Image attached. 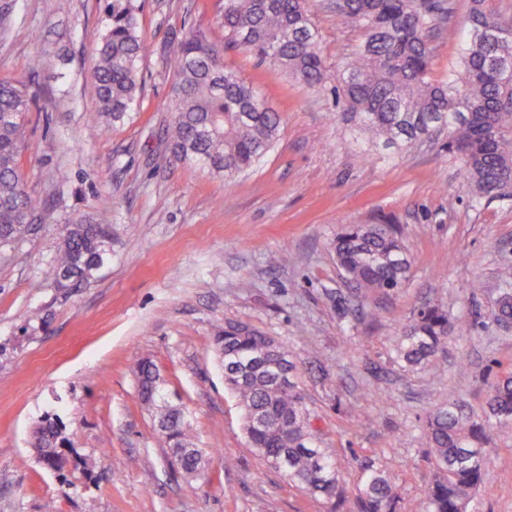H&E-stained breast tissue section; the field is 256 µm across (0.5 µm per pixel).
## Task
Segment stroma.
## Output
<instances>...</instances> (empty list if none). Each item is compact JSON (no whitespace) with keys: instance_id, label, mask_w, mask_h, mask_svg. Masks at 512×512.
<instances>
[{"instance_id":"obj_1","label":"stroma","mask_w":512,"mask_h":512,"mask_svg":"<svg viewBox=\"0 0 512 512\" xmlns=\"http://www.w3.org/2000/svg\"><path fill=\"white\" fill-rule=\"evenodd\" d=\"M0 0V79L26 82L29 148L21 159L42 216L18 244H0V512H357L364 465L386 472L397 512H422L434 470L426 420L454 402L485 407L512 369V326L496 320L499 271L512 266V194L474 199L445 140L406 150L357 140L330 93L312 92L241 51L224 58L282 118L273 147L224 180L171 157L170 78L161 51L172 30L203 27L224 41V0H130L149 46L133 118L91 134L85 92L112 0ZM319 48L336 71L360 41L331 0H310ZM43 67L31 74L29 61ZM112 227V252L83 288L43 282L68 220ZM395 224L410 256L402 288L354 294L330 243L344 224ZM450 330L440 370L408 371L393 345L426 304ZM244 323L284 342L313 424L336 451L341 504L310 502L248 445L224 388L214 337ZM153 361L188 415L209 476L170 466L138 399L136 363ZM59 416L93 476L44 468L33 427ZM469 512H512V442L485 450Z\"/></svg>"}]
</instances>
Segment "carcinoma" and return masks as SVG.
<instances>
[{"label":"carcinoma","instance_id":"carcinoma-1","mask_svg":"<svg viewBox=\"0 0 512 512\" xmlns=\"http://www.w3.org/2000/svg\"><path fill=\"white\" fill-rule=\"evenodd\" d=\"M455 13L443 0H343L336 14L358 30L351 60L336 71V99L355 129L388 144L410 147L448 128V152L459 157L465 186L475 198L494 197L512 175V16L496 0H470L461 43L448 79L430 78L436 47L430 33ZM309 0H224V45L194 28L173 34L162 59L171 74L169 146L177 161H193L231 179L252 167L274 145L281 116L242 74L224 63V51L244 50L278 67L305 86L323 90L326 65ZM147 52L131 7L112 10V26L96 49L88 93L106 124L125 120L137 105L138 62ZM31 98L22 81H0V243L30 231L26 212L36 202L19 160L27 148L23 118ZM112 244L108 224L83 220L65 225L55 255L42 270L58 288H79L103 267ZM331 248L346 278L364 290H395L405 283L410 259L392 224H345ZM500 280V321L512 318V269ZM452 325L438 307L427 306L407 325L394 349L401 367L435 364ZM224 385L243 413L250 447L265 466L281 473L315 503L339 497L336 454L320 445L284 344L245 324L227 323L216 338ZM141 404L156 422L158 440L172 449L177 469L197 477L205 453L194 447L185 411L168 404L155 386L152 362L138 363ZM65 426L46 418L32 434L39 461L54 471L69 466L86 474L99 460L70 458ZM512 432V371L495 377L483 414L448 404L427 420L435 476L424 492V512H467L482 482V449L501 432ZM397 495L385 473L369 464L359 512H396Z\"/></svg>","mask_w":512,"mask_h":512}]
</instances>
